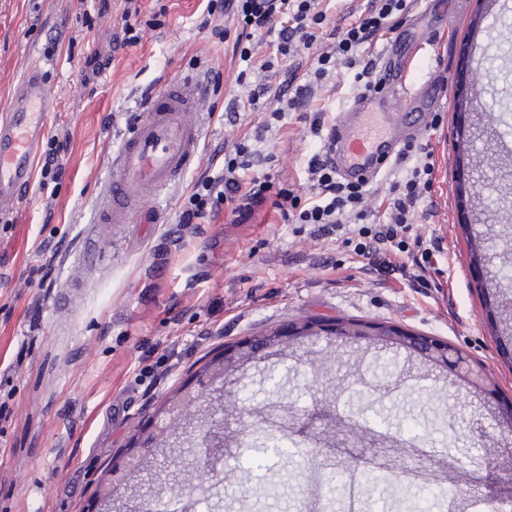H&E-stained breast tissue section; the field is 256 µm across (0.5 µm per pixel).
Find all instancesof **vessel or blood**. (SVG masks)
Listing matches in <instances>:
<instances>
[{
    "label": "vessel or blood",
    "instance_id": "1",
    "mask_svg": "<svg viewBox=\"0 0 512 512\" xmlns=\"http://www.w3.org/2000/svg\"><path fill=\"white\" fill-rule=\"evenodd\" d=\"M46 64L35 60L18 85L5 116L0 117V208L13 202L35 178L36 152L46 119L54 109L45 82ZM409 64L397 71H383L378 90L355 99L346 122L333 128L330 155L338 173H376L389 159L381 146L395 139L398 128L389 125L382 133L368 134L367 118L376 108L411 107L424 92L407 82ZM207 99L203 83L183 75L151 99L138 122L124 136L112 155L99 208V219L108 224L134 223L144 202L155 199L176 183L195 161L201 128L192 113L203 109Z\"/></svg>",
    "mask_w": 512,
    "mask_h": 512
}]
</instances>
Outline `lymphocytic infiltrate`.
<instances>
[{
    "label": "lymphocytic infiltrate",
    "mask_w": 512,
    "mask_h": 512,
    "mask_svg": "<svg viewBox=\"0 0 512 512\" xmlns=\"http://www.w3.org/2000/svg\"><path fill=\"white\" fill-rule=\"evenodd\" d=\"M122 26L112 28V0H78L79 16L87 28L109 30L106 48L91 52L85 59L84 78H95L112 66L115 52L138 45L146 30L162 27L158 14L144 15L142 0H122ZM410 0H368V6L357 20L342 30L341 37L323 45L313 58L305 84L286 82L277 88L255 83L249 63L259 39L272 37L275 54L297 58L311 49L317 40L316 31L324 27L328 9L325 0H208V16H232L241 26L236 48L244 69L236 84L246 92L250 103L271 95L270 117L282 121L291 112L305 108L315 83L324 81L337 65L355 69L356 94L364 96L374 90L379 80L373 63L362 62L360 47L382 32L392 30L407 12ZM413 145H405L398 160L407 166L404 177L394 180L390 193L383 199L386 220L381 224L365 225L369 191L365 180L341 182L327 154H314L308 161L309 179L316 191L311 202H302L293 192L276 189L270 175L261 174L243 180V171L252 169L256 152L244 142L237 143L224 165L212 177L196 181L185 199L178 221L197 224L201 219L229 212L233 223H242L255 207L273 203L285 221L310 225L311 236L323 238L335 233L358 232L361 241L356 249L370 261H381L391 271L402 270L405 257L420 249L422 263L432 261L422 236L412 235L414 219L421 203L432 188L435 168L432 152L414 156ZM360 228H353V221Z\"/></svg>",
    "instance_id": "1"
}]
</instances>
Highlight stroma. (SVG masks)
I'll return each instance as SVG.
<instances>
[{"label":"stroma","mask_w":512,"mask_h":512,"mask_svg":"<svg viewBox=\"0 0 512 512\" xmlns=\"http://www.w3.org/2000/svg\"><path fill=\"white\" fill-rule=\"evenodd\" d=\"M144 7L165 11V26L87 82L84 58L105 41L82 26L75 0H0V113L29 61L47 57L56 110L45 134L69 137L61 183L32 184L0 222V512H87L107 470L204 363L305 317L395 324L447 342L512 401V341L488 318L497 270L474 265L478 248L501 250L500 230L512 225V26L494 24L484 0H412L392 31L361 49L395 62L425 44L408 81L437 77L434 107L396 117L408 140L434 153L436 208L414 228L433 263L422 272L410 260L405 274L386 277L353 244L312 238L268 203L243 224L177 223L188 185L219 171L240 141L259 151L258 169L276 187L307 196V163L322 150L308 121H340L355 72L337 67L304 119L271 123L263 100L236 113V22L224 19L220 41L201 26L203 0ZM471 31L483 50L465 73L481 88L465 113L444 80L460 71ZM214 66L223 80L198 116V158L148 205L160 222L97 223L112 152L144 91ZM368 360L357 344L271 350L206 391L194 411L201 435L158 463L169 474L165 499L175 508L192 499L194 512H401L402 502L373 501L361 483L375 472L408 487L421 512H431L433 492L456 487L465 494L446 498L448 512H512V435L499 433L483 398L403 351L385 380L369 377ZM359 387L368 394L360 410L347 401ZM249 424L289 441L288 456L251 458ZM207 432L223 435V447L208 448ZM334 470L345 486L333 503L322 490Z\"/></svg>","instance_id":"1"}]
</instances>
